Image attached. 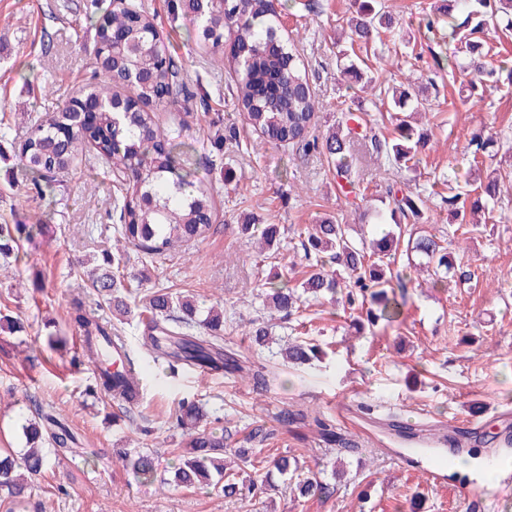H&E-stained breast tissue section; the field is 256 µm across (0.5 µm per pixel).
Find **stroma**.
Wrapping results in <instances>:
<instances>
[{
  "instance_id": "obj_1",
  "label": "stroma",
  "mask_w": 512,
  "mask_h": 512,
  "mask_svg": "<svg viewBox=\"0 0 512 512\" xmlns=\"http://www.w3.org/2000/svg\"><path fill=\"white\" fill-rule=\"evenodd\" d=\"M401 26L392 42L355 45L354 51L382 88L412 85L425 101L421 120L430 141L416 170L397 172L387 160L351 146L347 159L359 178V213L347 211L336 185L335 164L326 153L298 155L269 142L234 110L232 68L210 69L206 48L182 39L169 0H141L157 22L185 82L200 88L203 105L185 113L157 107L159 125L182 124L183 133L209 155L216 129H236L239 143L225 142L224 165L237 177L225 186L199 165L198 175L214 189V226L161 263L149 280L195 295L205 305L224 309V346L250 357L260 368L282 342L294 336L316 339L327 349L314 365L285 370L266 395L253 392L240 377L224 372L171 370L146 363L143 403L129 410L107 397L87 394L93 365L74 362L79 332L70 319L73 300L91 315L108 317L103 299L79 267L82 259L112 247V180L103 170L76 162L57 173L60 192L53 206L37 199L30 185L0 162V224H31L47 217L50 229L27 245L8 272L0 271V312L20 315V334L0 335V448H18L14 430L19 415L36 410L54 414L75 436L78 452L52 457L36 476L27 508L15 507L0 493V512H250L248 495L224 497L214 488L185 489L167 484L177 463L181 431L170 416L178 401L190 397L210 418L242 442L249 428L274 429L271 448L303 457L307 469L334 485L328 499H302L284 487L271 493L268 512H512V446L499 438L500 420L512 418V91L488 88L483 97L461 96L447 67L437 58L447 50L439 32L420 29V17L436 0H384ZM112 0H0V146L17 153L27 137L20 115L63 105L92 80L94 28L87 18L111 8ZM350 0H288L283 37L293 40L305 65L320 112L312 128L325 136L342 113L364 114L377 132H393L390 114L378 110L374 90L351 89L339 51L346 44ZM493 137L487 168L505 174L494 201L496 224H472L460 234L440 198L429 200L432 234L458 252L473 272L471 281L451 278L435 284L404 269L405 305L400 323L378 324L355 335L365 308L322 300L287 317L269 314L261 292L265 283L294 265L291 284L302 281L309 263L297 232L323 215L345 224L359 223L360 212L383 208L385 187L404 183L417 192L430 183H465L469 163L464 148L475 137ZM278 224L284 232L277 258L261 260L239 226L248 218ZM39 281L40 290L14 291V280ZM270 320L273 343L252 345L243 335L251 320ZM348 408L338 415L337 403ZM483 411L461 451L448 457L443 485L429 483L420 470L424 455L399 442L381 423L389 410L407 423L447 427L453 415ZM289 409L296 420L281 429L277 416ZM332 425L358 449L347 453L325 445L316 420ZM150 455L159 481L140 484L115 463L120 450Z\"/></svg>"
}]
</instances>
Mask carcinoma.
<instances>
[{
  "instance_id": "obj_1",
  "label": "carcinoma",
  "mask_w": 512,
  "mask_h": 512,
  "mask_svg": "<svg viewBox=\"0 0 512 512\" xmlns=\"http://www.w3.org/2000/svg\"><path fill=\"white\" fill-rule=\"evenodd\" d=\"M355 16L348 21L351 41L368 42L390 31L392 16L383 10L378 0H355ZM198 0H171L174 18L181 20L189 41L202 44L215 52L214 59L228 60L237 74L232 100L244 112L248 124L276 145H288L302 155L325 151L336 159V183L354 193L357 172L346 160L351 145L360 143L376 155L394 163L398 170L412 171L419 164V149L424 136L403 115L405 103L397 94L381 105L392 109L394 135L381 136L361 115L351 112L324 138L311 133L318 102L313 94L304 64L294 45L279 34L280 14L274 0H223L198 17ZM448 17V62H456L453 78L475 93L491 82L496 87L512 86V67L505 60L493 58L487 45L488 28L512 29V0H448L434 15L424 18L425 27L432 31ZM90 25L101 31L109 29L124 49L112 51V45L94 48L103 56L94 64L99 80L87 87L85 95L99 101L110 100L118 110L101 112L95 121L68 135L60 130L74 123V113L68 105L54 112H35L28 116V137L17 155V173L31 182L37 197L52 205L57 185L54 174L72 165L78 158L122 174L117 181L118 196L114 201L116 224L113 231L131 249L140 252L150 262L166 259L177 247L207 233L213 227L212 188L202 184L191 168L198 149L195 143L183 139L182 127L162 131L155 122L152 104L185 108L204 103V97L193 90L181 77L168 47L161 41L154 18L133 0L111 11L89 18ZM119 87L133 93L122 106ZM493 138H474L465 147L470 167L479 169ZM215 153L206 157L209 172L228 179L224 170V148L214 146ZM501 172L473 193L452 194L446 198L461 224L469 223L468 213L488 209L483 197L496 195ZM388 207L375 211V223L389 224L373 237L359 239L350 233V225L341 224L331 216L323 217L311 229L298 234L304 258H315V270L300 287L288 284L271 286L265 301L270 308L287 315L309 307L311 300L342 295L353 305L370 301L377 310L367 312L369 325L387 324L399 320L402 303L390 295L392 281L402 283V273L392 272L405 234L417 224L425 223L427 197L423 193H399L394 187L386 191ZM48 231V225L0 224V265L6 267L17 259L20 244ZM413 250L434 275L455 271L448 249L432 236L416 239ZM127 257L124 250L113 248L102 263L89 272L90 285L109 304L112 316L131 315L129 303L137 290L121 275ZM336 269H326L327 263ZM143 312L142 343L150 352L153 363L186 365L192 368L222 370L228 374L247 370L246 358L224 349V315L208 310L200 318L201 306L186 295L172 293L168 288H153L139 299ZM72 320L82 333V356L99 364L94 383L87 391L108 395L128 407H137L142 394L135 392L134 377L122 366H114L112 347L120 349L117 360L134 363L127 343L112 321L89 316L78 303L72 308ZM324 354L320 345L298 336L281 349L287 364L305 365ZM253 386L267 391L278 380L270 370L252 373ZM176 426L185 437L174 470V482L184 488L200 485L221 487L224 496L239 492L236 474L224 468V452L232 451L246 464L255 478L250 491L255 500H262L272 485L269 476H286L298 470L293 457L274 452L272 448H231L230 433L206 422V413L194 400L181 399L175 410ZM26 448L22 463L12 454L0 455V490L13 503H25L31 498V477L49 465V448L55 452H70L73 437L53 415L39 413L21 423ZM122 464L133 469L146 482L154 480L150 457L119 455ZM335 488L322 481L318 474L297 482L293 493L297 497L332 496Z\"/></svg>"
}]
</instances>
